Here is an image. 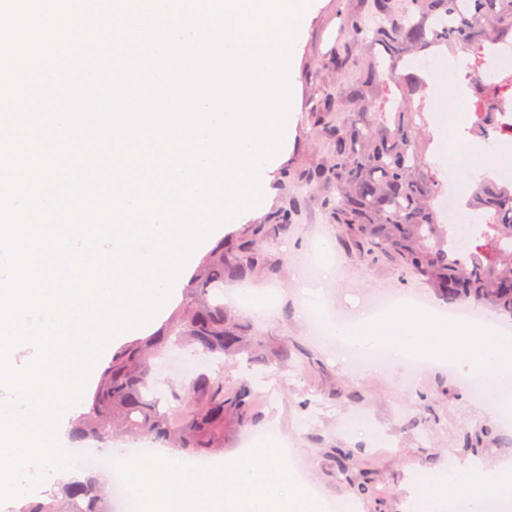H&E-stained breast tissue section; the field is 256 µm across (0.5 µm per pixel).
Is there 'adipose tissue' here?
<instances>
[{
	"instance_id": "obj_1",
	"label": "adipose tissue",
	"mask_w": 512,
	"mask_h": 512,
	"mask_svg": "<svg viewBox=\"0 0 512 512\" xmlns=\"http://www.w3.org/2000/svg\"><path fill=\"white\" fill-rule=\"evenodd\" d=\"M337 349L350 350L375 371V349L389 348L388 373L398 372L406 357H421L436 366H453L461 377L485 373L512 381V335L462 323L430 320L417 313L394 316L363 315L355 323L329 326ZM512 502V462L492 470L479 466L441 469L410 494L405 512H485L488 500Z\"/></svg>"
}]
</instances>
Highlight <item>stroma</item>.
<instances>
[{
  "label": "stroma",
  "mask_w": 512,
  "mask_h": 512,
  "mask_svg": "<svg viewBox=\"0 0 512 512\" xmlns=\"http://www.w3.org/2000/svg\"><path fill=\"white\" fill-rule=\"evenodd\" d=\"M361 8V0H314L304 16L291 58L290 124L268 173L269 189L247 223L262 220L279 202L286 169L330 157L331 147L314 133L310 114L324 94L356 76L352 70L337 72L331 53L338 16ZM292 191L306 198V207L295 216L288 235L262 245L279 261V272L249 283L257 292L272 293L271 310L259 314L237 303L226 306L228 312L248 317L268 352L285 346L290 359L259 373L242 363L223 364L228 384L247 379L259 387L254 405L258 420L228 433L224 458L244 455L268 437L270 426H277L297 480L326 503L344 501L351 512H404L410 492L451 458L488 469L512 461V427L477 402L470 384L456 372L426 367L413 380L368 374L312 335L306 314L312 301H326V315L333 320L353 315L386 292L419 295L431 303L436 297L398 264L337 231L321 204V191L304 184ZM310 256L326 263L317 286L306 274ZM358 411L378 425L382 439L343 430V420ZM342 455L350 459L345 471L336 466ZM361 483L369 486L370 495L358 492Z\"/></svg>",
  "instance_id": "stroma-1"
}]
</instances>
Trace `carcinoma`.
<instances>
[{"label": "carcinoma", "instance_id": "obj_1", "mask_svg": "<svg viewBox=\"0 0 512 512\" xmlns=\"http://www.w3.org/2000/svg\"><path fill=\"white\" fill-rule=\"evenodd\" d=\"M342 47L334 65L353 66L351 46L379 50L354 82L324 98L311 113L316 134L328 140L332 156L285 181H301L327 192L325 205L336 224L398 262L450 306L473 303L494 317L512 319V184L484 182L473 188L468 205L489 215L477 232L466 230L448 241V225L439 222L432 201L439 191L438 171L426 161L418 143L411 110L422 79L402 74L400 65L412 53L446 46L479 65L486 42H512V0H366V14L341 18ZM403 92L399 105L383 118L388 84ZM361 106L350 122L330 123L335 96ZM475 133L495 128L494 115L478 102ZM299 201L295 198L267 218L248 224L221 242L198 264L172 318L156 334L126 344L112 354L91 397L89 412L74 423L80 440L139 437L162 443L187 456L209 457L224 451V435L234 425L252 422L256 391L246 380L233 386L224 374L201 368L165 401L152 388L153 360L172 345L194 354L246 358L249 366L271 363L261 341L247 324L224 311V284L243 282L262 270L277 272L259 244L288 234ZM108 483L91 471L83 481L60 484L49 501L28 504L15 512H108Z\"/></svg>", "mask_w": 512, "mask_h": 512}]
</instances>
